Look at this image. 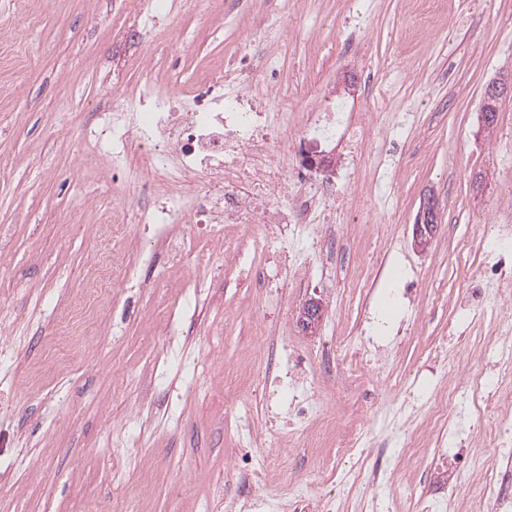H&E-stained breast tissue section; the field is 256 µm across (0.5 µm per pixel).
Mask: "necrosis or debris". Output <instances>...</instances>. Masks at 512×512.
<instances>
[{
	"instance_id": "4bbe7bcc",
	"label": "necrosis or debris",
	"mask_w": 512,
	"mask_h": 512,
	"mask_svg": "<svg viewBox=\"0 0 512 512\" xmlns=\"http://www.w3.org/2000/svg\"><path fill=\"white\" fill-rule=\"evenodd\" d=\"M241 65L213 69L183 97L162 86H137L114 101L104 124L112 166L128 182L149 189L151 204L136 214L174 255H181L186 224H246L255 240L273 224L288 227V243L312 234L332 197L328 182L296 164L303 146L337 133L358 143L367 131L350 113L332 105L308 113L301 137L277 141L293 123L285 112L256 111L258 100L241 79ZM485 264L505 276L512 263V225L482 224L471 242ZM465 347L449 363L423 422L438 450L420 481L417 512H512V337L492 330L472 339L449 329ZM490 446L488 464L473 476L468 497L456 491L471 431Z\"/></svg>"
}]
</instances>
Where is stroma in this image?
Wrapping results in <instances>:
<instances>
[{
  "mask_svg": "<svg viewBox=\"0 0 512 512\" xmlns=\"http://www.w3.org/2000/svg\"><path fill=\"white\" fill-rule=\"evenodd\" d=\"M134 6L0 0V512H228L246 477L280 512L295 500L316 512L339 493L342 512H371L384 433L382 416L363 415L368 390L384 384L397 397L389 381L411 372L427 409L436 380L425 350L449 324L482 329L447 300L483 277L460 240L512 198V96L493 134L477 116L484 86L512 74V0H441L426 27L419 0H169L152 37L133 41L123 24ZM250 14L288 29L267 84L271 111L334 101L375 116L361 156L336 138L320 145L344 201L339 272L321 280L318 255L294 265L279 237L258 244L244 224L180 258L125 224L120 268L135 285L77 320L87 271L112 245L113 206L147 197L91 141L113 95L149 80L176 90L241 54ZM398 129L407 150L384 158L378 138ZM430 191L441 229L419 251L412 228ZM375 221L392 250L374 287L360 288L361 265L383 247L363 232ZM236 253L245 267L231 265ZM310 296L324 305L311 336L295 316ZM389 297L396 315L384 333ZM290 369L311 385L283 396L275 381ZM310 397L322 410L305 430L328 421L336 432L319 447L288 435L266 447L270 414ZM357 424L369 445L343 462L355 485L342 492L328 467Z\"/></svg>",
  "mask_w": 512,
  "mask_h": 512,
  "instance_id": "obj_1",
  "label": "stroma"
}]
</instances>
